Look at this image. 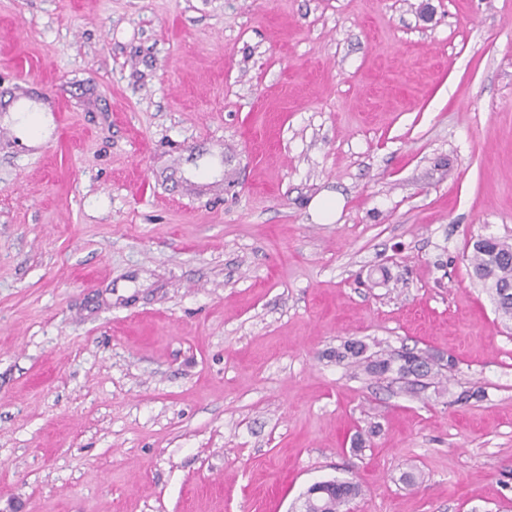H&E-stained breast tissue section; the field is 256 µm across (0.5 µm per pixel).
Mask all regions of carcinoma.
I'll list each match as a JSON object with an SVG mask.
<instances>
[{
    "label": "carcinoma",
    "instance_id": "obj_1",
    "mask_svg": "<svg viewBox=\"0 0 512 512\" xmlns=\"http://www.w3.org/2000/svg\"><path fill=\"white\" fill-rule=\"evenodd\" d=\"M471 267L475 278L481 283L495 305V311L503 321H512V242L497 237L477 239L472 243ZM336 362L364 367L366 373L375 377H385L391 381H400L407 387H413L409 379L413 373L411 354L368 352L364 343L353 350L348 342L336 348ZM426 370L423 376L429 384L439 385L448 380L447 373L455 366L453 358L448 364H438L425 356ZM356 497L355 486L344 480L336 481V489L326 494L304 495V512H341Z\"/></svg>",
    "mask_w": 512,
    "mask_h": 512
}]
</instances>
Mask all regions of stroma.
<instances>
[{
    "instance_id": "obj_1",
    "label": "stroma",
    "mask_w": 512,
    "mask_h": 512,
    "mask_svg": "<svg viewBox=\"0 0 512 512\" xmlns=\"http://www.w3.org/2000/svg\"><path fill=\"white\" fill-rule=\"evenodd\" d=\"M44 92L48 142L0 136L1 505L512 512L468 260L512 239V0H0V94ZM359 348L356 350L348 347V341L343 342L340 347L336 348V362L347 364H354L356 366L364 367V370L369 375L375 377H386L394 381H402V383L413 388L415 381H411L409 376L413 373L412 366L409 365L410 360L415 356L411 354L399 353H386V352H373L367 354L368 347L361 341L356 340ZM422 358L426 365V370L423 366H421L420 360L417 361L418 367L416 370L418 374H421L425 370L422 374L424 377H428L427 380L429 381V385L433 384V386H436L442 384L446 380H449L450 376L447 377L446 372H451L455 366V361L452 357L448 356V364L446 365L434 363V361L429 358V355L422 356ZM335 484L336 481V491L335 486H327L325 489L328 491L327 494H316L312 496L311 494L316 491L318 488H313L309 495L308 491L304 495L303 501V510L304 512H340L342 511V507L348 505L351 500L356 497V489L355 486L349 482L344 480H328ZM334 489L331 490L330 488Z\"/></svg>"
}]
</instances>
